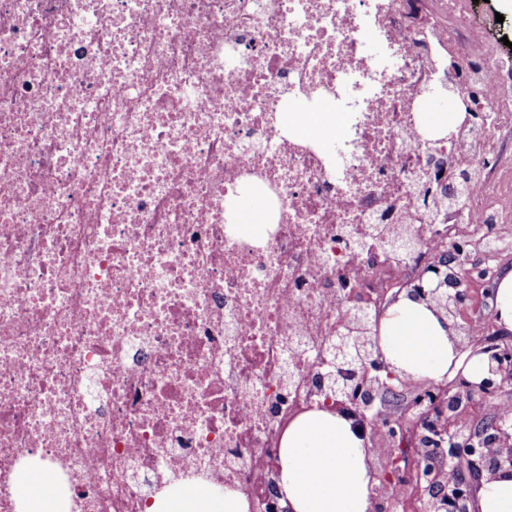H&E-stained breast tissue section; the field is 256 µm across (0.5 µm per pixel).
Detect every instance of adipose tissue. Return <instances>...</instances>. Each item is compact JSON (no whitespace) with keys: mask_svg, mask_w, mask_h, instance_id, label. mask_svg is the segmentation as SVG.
Wrapping results in <instances>:
<instances>
[{"mask_svg":"<svg viewBox=\"0 0 512 512\" xmlns=\"http://www.w3.org/2000/svg\"><path fill=\"white\" fill-rule=\"evenodd\" d=\"M377 336L387 363L411 380L442 382L460 374L477 382L483 376L484 355L459 352L447 318L407 294L386 308ZM376 481L364 441L345 415L316 407L284 430L278 486L291 512H369ZM475 507L512 512V474L482 478ZM150 512H248V504L230 491L216 496L178 487L156 497Z\"/></svg>","mask_w":512,"mask_h":512,"instance_id":"ef3b65f1","label":"adipose tissue"}]
</instances>
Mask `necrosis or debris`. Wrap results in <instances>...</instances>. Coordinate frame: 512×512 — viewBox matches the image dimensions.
<instances>
[{
  "label": "necrosis or debris",
  "instance_id": "necrosis-or-debris-1",
  "mask_svg": "<svg viewBox=\"0 0 512 512\" xmlns=\"http://www.w3.org/2000/svg\"><path fill=\"white\" fill-rule=\"evenodd\" d=\"M472 5L0 0V512L42 467L61 512L261 500L353 292L384 299L437 239L499 255L512 80ZM436 83L480 101L445 139ZM301 103L335 113L334 152ZM246 499L224 490L216 496L196 487H177L156 497L149 512H247Z\"/></svg>",
  "mask_w": 512,
  "mask_h": 512
}]
</instances>
